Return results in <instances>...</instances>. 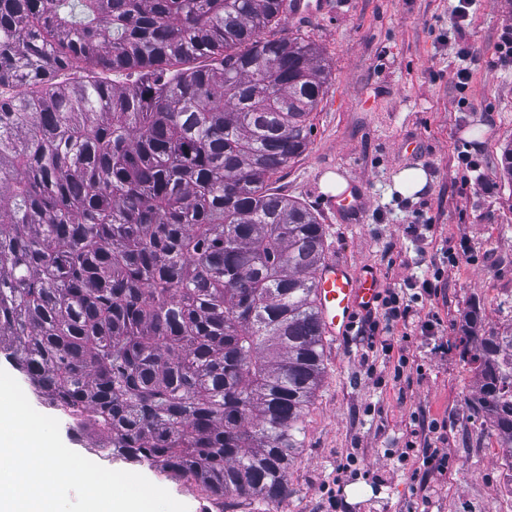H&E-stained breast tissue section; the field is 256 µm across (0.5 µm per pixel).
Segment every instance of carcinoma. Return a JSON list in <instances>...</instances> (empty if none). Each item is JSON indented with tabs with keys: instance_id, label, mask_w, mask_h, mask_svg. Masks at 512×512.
Returning a JSON list of instances; mask_svg holds the SVG:
<instances>
[{
	"instance_id": "cac0c4a2",
	"label": "carcinoma",
	"mask_w": 512,
	"mask_h": 512,
	"mask_svg": "<svg viewBox=\"0 0 512 512\" xmlns=\"http://www.w3.org/2000/svg\"><path fill=\"white\" fill-rule=\"evenodd\" d=\"M285 0H0V353L112 455L275 501L323 359V227L269 187L327 73ZM124 81L112 79L114 75ZM462 361L512 469V335Z\"/></svg>"
}]
</instances>
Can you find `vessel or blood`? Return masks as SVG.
Listing matches in <instances>:
<instances>
[{
  "mask_svg": "<svg viewBox=\"0 0 512 512\" xmlns=\"http://www.w3.org/2000/svg\"><path fill=\"white\" fill-rule=\"evenodd\" d=\"M365 194L359 182H351L347 191L330 201V209L349 215L360 213ZM321 338L346 336L355 325L358 313L372 309L377 301V278L373 272L357 273L343 260L329 259L320 265L315 283Z\"/></svg>",
  "mask_w": 512,
  "mask_h": 512,
  "instance_id": "1",
  "label": "vessel or blood"
}]
</instances>
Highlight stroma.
<instances>
[{
    "instance_id": "obj_1",
    "label": "stroma",
    "mask_w": 512,
    "mask_h": 512,
    "mask_svg": "<svg viewBox=\"0 0 512 512\" xmlns=\"http://www.w3.org/2000/svg\"><path fill=\"white\" fill-rule=\"evenodd\" d=\"M455 0H325L319 12L284 14L267 38L314 44L330 72L313 112L310 140L271 186L319 219L324 257L369 267L379 289L432 278L437 295L405 292L406 322L391 324V350L361 329L326 344L321 383L305 412L303 446L288 469V496L274 502L216 500L193 479L99 453L100 439L62 432L63 443L112 470L144 475L189 512H512V485L490 416L474 415L475 371L460 358L463 317L479 304L483 331H512V181L502 153L512 145V64L497 60L512 0H474L457 32ZM470 44L472 57L459 54ZM469 68L468 85L454 73ZM473 157L464 171L458 154ZM427 182L404 194L398 174ZM360 180L361 214L335 213L321 187L326 172ZM440 324L432 336L420 325ZM409 364L399 368V357ZM448 455L439 474L425 449Z\"/></svg>"
}]
</instances>
